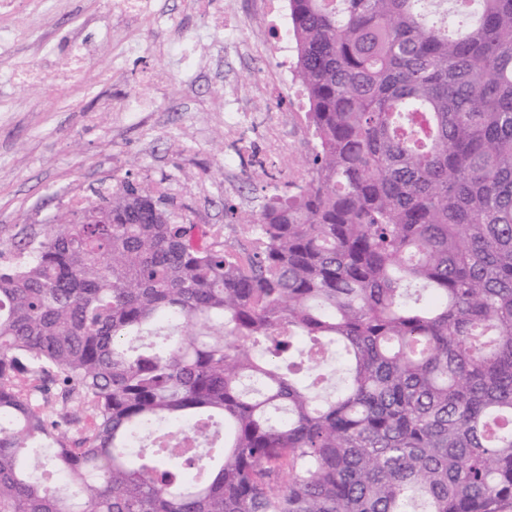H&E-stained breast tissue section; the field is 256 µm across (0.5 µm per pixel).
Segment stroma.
Segmentation results:
<instances>
[{"mask_svg":"<svg viewBox=\"0 0 512 512\" xmlns=\"http://www.w3.org/2000/svg\"><path fill=\"white\" fill-rule=\"evenodd\" d=\"M214 2L234 10L235 37L211 32L194 0H155L152 18L122 27L112 22V0H60L46 13L0 15V27L16 34L0 58V262L12 257L15 226L54 223L72 198L126 179L163 183L188 222L220 226L230 210L259 208L269 179L305 178L311 137L276 86L256 0ZM76 32L102 45L82 81L20 88L7 80L14 64L42 63L39 37L61 57ZM127 37L141 42L142 54H122ZM192 37L203 64L188 75L175 53ZM156 66L169 79L154 89L153 110L121 111L141 71ZM230 87L238 93L228 98Z\"/></svg>","mask_w":512,"mask_h":512,"instance_id":"obj_1","label":"stroma"}]
</instances>
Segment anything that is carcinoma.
Wrapping results in <instances>:
<instances>
[{
    "label": "carcinoma",
    "mask_w": 512,
    "mask_h": 512,
    "mask_svg": "<svg viewBox=\"0 0 512 512\" xmlns=\"http://www.w3.org/2000/svg\"><path fill=\"white\" fill-rule=\"evenodd\" d=\"M289 2L307 176L239 237L15 229L0 512H512V0ZM56 407L59 412L69 415L72 420V424L68 428L69 436L72 440L79 439L81 434L91 426L92 412L79 401L73 400L65 407H62L61 403L57 402Z\"/></svg>",
    "instance_id": "carcinoma-1"
}]
</instances>
